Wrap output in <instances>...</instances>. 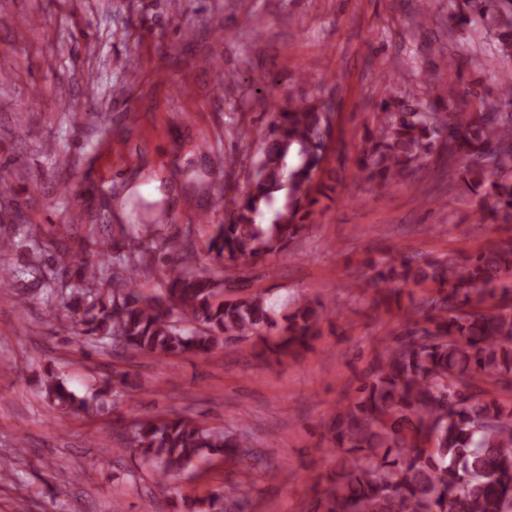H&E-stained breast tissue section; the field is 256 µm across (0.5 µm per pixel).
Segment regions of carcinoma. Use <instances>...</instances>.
Here are the masks:
<instances>
[{
	"label": "carcinoma",
	"instance_id": "carcinoma-1",
	"mask_svg": "<svg viewBox=\"0 0 512 512\" xmlns=\"http://www.w3.org/2000/svg\"><path fill=\"white\" fill-rule=\"evenodd\" d=\"M447 22L484 27L499 55L512 57V0H448ZM377 108L382 119L357 165L366 182L405 180L434 156L482 202L477 220L509 234L460 259L411 254L368 263V284L382 302L397 285L432 292L410 301L404 336L361 380L355 401L330 418L339 466L309 512H512V406L477 385L512 390V73L498 77V98L478 112H448L417 95ZM330 112L332 104L301 97L273 109L272 120L254 132L255 174L207 242L222 274L196 267L189 240L157 238L153 225L141 224V249L101 248L98 261L76 268L82 287L51 288L48 296L62 300L79 336L98 348L110 343L115 352L206 355L255 336L278 360L299 355L328 318L321 303H296L281 324L262 293L225 291L247 284L237 275L242 260L285 252L319 213L321 198L336 191L322 179ZM14 250L32 256L24 271L34 278L44 276V252L62 264L69 254L63 239L47 238L38 224L26 225L20 239L0 235V253ZM155 260L167 265L166 282L147 294L134 273ZM494 283L501 293L488 288ZM123 377L114 372L88 399L48 371L42 392L50 409L95 419L109 413ZM128 448L144 456L161 483L202 459L260 462L245 433L179 414L131 423ZM239 487L229 482L180 504L185 512H226L231 501L244 512Z\"/></svg>",
	"mask_w": 512,
	"mask_h": 512
}]
</instances>
